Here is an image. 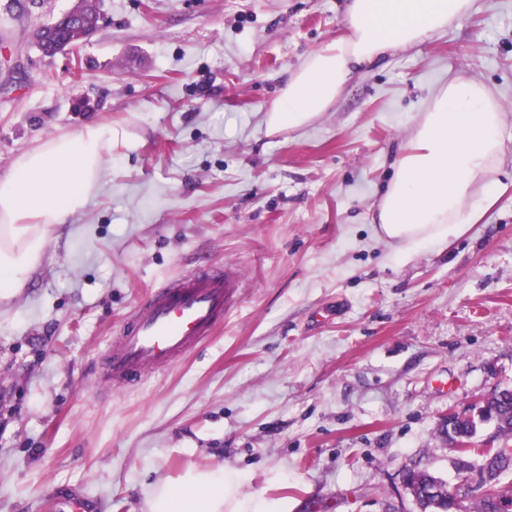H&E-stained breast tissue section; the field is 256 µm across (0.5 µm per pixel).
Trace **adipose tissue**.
<instances>
[{"label": "adipose tissue", "instance_id": "ef3b65f1", "mask_svg": "<svg viewBox=\"0 0 512 512\" xmlns=\"http://www.w3.org/2000/svg\"><path fill=\"white\" fill-rule=\"evenodd\" d=\"M476 0H346L341 35L293 70L263 122L267 133L294 131L319 118L351 73L386 52L431 39L471 15ZM506 115L479 80L450 76L436 87L376 211L375 230L400 257L464 235L479 200L496 191ZM122 125L91 122L21 153L0 177V300L25 287L56 229L84 208L104 177V156L126 146ZM242 475L217 464L190 468L145 491L146 512H288L287 499L238 493Z\"/></svg>", "mask_w": 512, "mask_h": 512}]
</instances>
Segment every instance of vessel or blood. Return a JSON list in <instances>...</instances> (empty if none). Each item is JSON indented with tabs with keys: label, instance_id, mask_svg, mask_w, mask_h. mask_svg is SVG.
Masks as SVG:
<instances>
[{
	"label": "vessel or blood",
	"instance_id": "b4317fda",
	"mask_svg": "<svg viewBox=\"0 0 512 512\" xmlns=\"http://www.w3.org/2000/svg\"><path fill=\"white\" fill-rule=\"evenodd\" d=\"M237 278L213 267L177 276L137 304L107 351L104 381L112 390L139 383L208 340L237 303ZM82 490L57 492L49 512H92Z\"/></svg>",
	"mask_w": 512,
	"mask_h": 512
}]
</instances>
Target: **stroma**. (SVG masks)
Listing matches in <instances>:
<instances>
[{
  "mask_svg": "<svg viewBox=\"0 0 512 512\" xmlns=\"http://www.w3.org/2000/svg\"><path fill=\"white\" fill-rule=\"evenodd\" d=\"M106 24L43 56L0 42V176L46 137L118 122L86 207L0 303V512L82 489L142 512L148 484L226 464L291 512H417L404 469L454 483L438 433L512 388V119L501 187L472 229L399 258L371 219L431 91L461 72L512 116V0L355 71L311 126L261 118L342 31L343 0H98ZM239 271L214 336L133 388L102 362L148 292Z\"/></svg>",
  "mask_w": 512,
  "mask_h": 512,
  "instance_id": "stroma-1",
  "label": "stroma"
}]
</instances>
